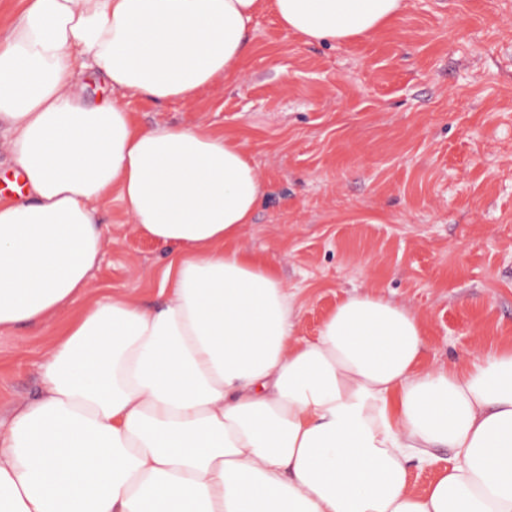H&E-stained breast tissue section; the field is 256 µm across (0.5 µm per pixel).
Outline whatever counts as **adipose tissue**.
I'll list each match as a JSON object with an SVG mask.
<instances>
[{
	"mask_svg": "<svg viewBox=\"0 0 512 512\" xmlns=\"http://www.w3.org/2000/svg\"><path fill=\"white\" fill-rule=\"evenodd\" d=\"M23 3L0 27V130L25 187L0 198V332L67 324L39 395L0 422V512H512V343L425 363L418 313L374 293L299 340L297 292L237 244L269 191L245 142L141 126L123 100L238 81L261 13L354 44L406 0ZM88 74L108 97L83 96ZM113 195L173 250L161 301L111 290L71 315Z\"/></svg>",
	"mask_w": 512,
	"mask_h": 512,
	"instance_id": "1",
	"label": "adipose tissue"
}]
</instances>
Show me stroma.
Instances as JSON below:
<instances>
[{
	"mask_svg": "<svg viewBox=\"0 0 512 512\" xmlns=\"http://www.w3.org/2000/svg\"><path fill=\"white\" fill-rule=\"evenodd\" d=\"M240 83L193 102H126L143 125L202 124L244 140L270 191L238 244L273 259L310 339L371 290L419 312L427 363L512 341V0H408L356 44L308 43L271 13L252 23ZM85 298L160 301L169 247L119 201ZM60 327L0 333V415L33 397Z\"/></svg>",
	"mask_w": 512,
	"mask_h": 512,
	"instance_id": "stroma-1",
	"label": "stroma"
}]
</instances>
